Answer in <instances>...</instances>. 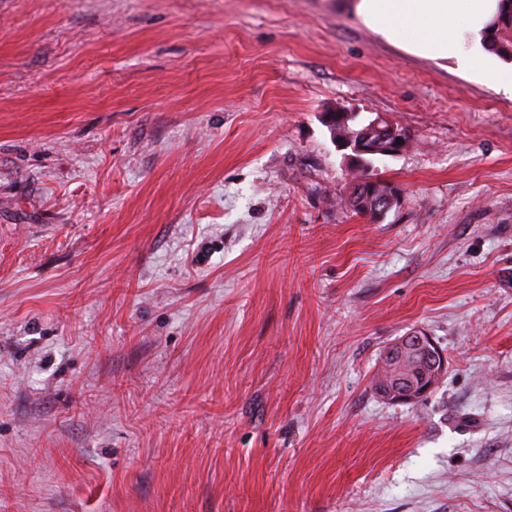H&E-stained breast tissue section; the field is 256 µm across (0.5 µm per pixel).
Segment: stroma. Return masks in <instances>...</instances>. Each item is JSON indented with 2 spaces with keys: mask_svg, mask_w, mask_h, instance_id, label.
Instances as JSON below:
<instances>
[{
  "mask_svg": "<svg viewBox=\"0 0 512 512\" xmlns=\"http://www.w3.org/2000/svg\"><path fill=\"white\" fill-rule=\"evenodd\" d=\"M0 512H512V96L353 0H0ZM405 133L407 130L398 123L384 115L377 114L375 117L369 118L368 124L359 133L356 147L351 143L338 144L343 149L352 147L355 151L394 156L404 150L399 148L397 139H400L401 142ZM396 150L398 151L394 152ZM364 160L365 164L358 172L349 173V184L351 188H357L361 186L360 183H356L358 180L371 177L365 180V183L369 185L365 188L363 198L367 197V200L369 201L365 210L369 211L371 205V214L375 219H378L398 204L399 191L398 188L391 183L383 182L374 177L375 174L373 173L374 170L372 169V166L375 159L364 158ZM376 187L380 188L377 192L374 191ZM415 336L417 355L424 356L432 362L433 371L427 376L406 378L396 376L382 391L387 401L396 404H407L414 402L429 394L437 385V382L448 370V356L444 353L430 336L421 332H415L401 338L397 344L402 347L410 336Z\"/></svg>",
  "mask_w": 512,
  "mask_h": 512,
  "instance_id": "obj_1",
  "label": "stroma"
}]
</instances>
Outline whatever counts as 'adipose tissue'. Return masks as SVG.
<instances>
[{"instance_id": "obj_1", "label": "adipose tissue", "mask_w": 512, "mask_h": 512, "mask_svg": "<svg viewBox=\"0 0 512 512\" xmlns=\"http://www.w3.org/2000/svg\"><path fill=\"white\" fill-rule=\"evenodd\" d=\"M363 23L390 43L433 59H455L512 95V66L503 67L481 45L480 34L498 0H355Z\"/></svg>"}]
</instances>
